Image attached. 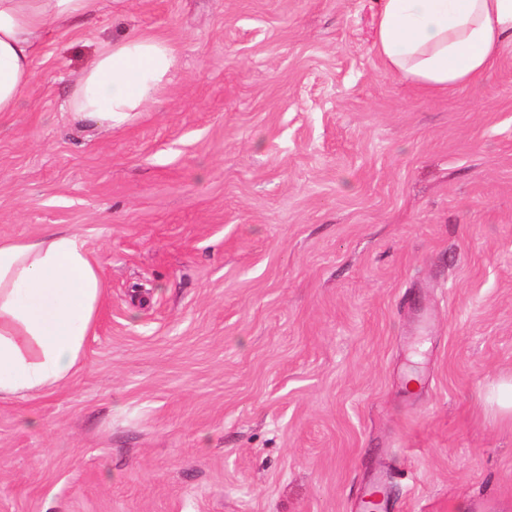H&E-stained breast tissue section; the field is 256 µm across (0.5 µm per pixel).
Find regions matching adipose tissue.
Returning a JSON list of instances; mask_svg holds the SVG:
<instances>
[{
    "instance_id": "ef3b65f1",
    "label": "adipose tissue",
    "mask_w": 512,
    "mask_h": 512,
    "mask_svg": "<svg viewBox=\"0 0 512 512\" xmlns=\"http://www.w3.org/2000/svg\"><path fill=\"white\" fill-rule=\"evenodd\" d=\"M99 2L0 0V114L18 111L51 31L95 15ZM374 50L386 71L427 91L475 85L512 54V0H379ZM176 56L152 32L102 44L72 86V116L121 126L154 100ZM102 301L98 265L76 233L0 238V399L69 380Z\"/></svg>"
}]
</instances>
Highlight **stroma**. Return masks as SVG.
<instances>
[{
    "label": "stroma",
    "mask_w": 512,
    "mask_h": 512,
    "mask_svg": "<svg viewBox=\"0 0 512 512\" xmlns=\"http://www.w3.org/2000/svg\"><path fill=\"white\" fill-rule=\"evenodd\" d=\"M378 0H101L0 115V238L61 228L105 299L75 375L0 401V512H512V56L433 94ZM178 45L74 120L102 43ZM176 44L152 32L102 44L75 80L68 108L75 119H99L121 126L155 96L175 64ZM488 402L501 416L512 419V379L503 380L492 386L484 395Z\"/></svg>",
    "instance_id": "obj_1"
}]
</instances>
